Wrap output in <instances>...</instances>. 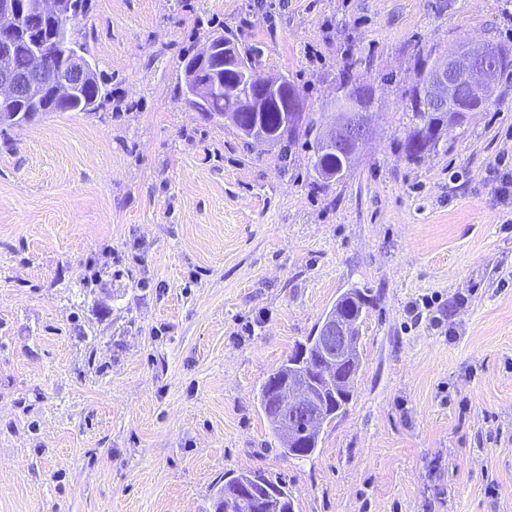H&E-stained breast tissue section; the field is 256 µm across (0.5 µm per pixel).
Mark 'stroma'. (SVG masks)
Returning <instances> with one entry per match:
<instances>
[{
	"instance_id": "obj_1",
	"label": "stroma",
	"mask_w": 512,
	"mask_h": 512,
	"mask_svg": "<svg viewBox=\"0 0 512 512\" xmlns=\"http://www.w3.org/2000/svg\"><path fill=\"white\" fill-rule=\"evenodd\" d=\"M91 2L110 102L0 127V512H208L258 469L295 512H512V79L399 145L416 61L512 50L506 0ZM208 32L322 127L343 77L373 87L346 176L185 104ZM350 288L374 300L356 392L283 457L259 388Z\"/></svg>"
}]
</instances>
